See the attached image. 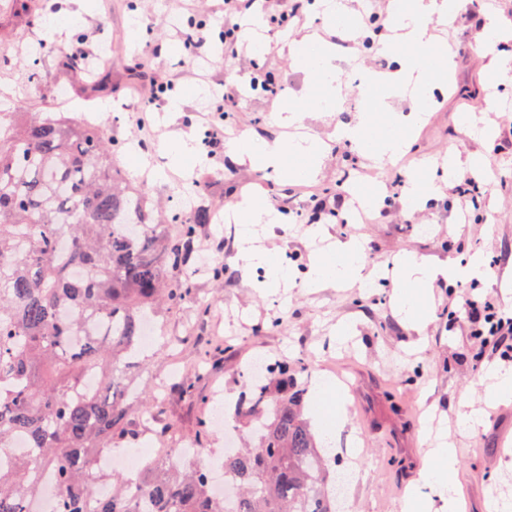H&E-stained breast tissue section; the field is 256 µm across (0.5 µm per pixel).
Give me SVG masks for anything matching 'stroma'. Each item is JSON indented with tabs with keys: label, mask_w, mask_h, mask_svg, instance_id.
Here are the masks:
<instances>
[{
	"label": "stroma",
	"mask_w": 512,
	"mask_h": 512,
	"mask_svg": "<svg viewBox=\"0 0 512 512\" xmlns=\"http://www.w3.org/2000/svg\"><path fill=\"white\" fill-rule=\"evenodd\" d=\"M73 0H0V108L12 112H70L94 99L97 120L113 138L115 168L130 186L147 182L151 199L165 212L191 214L198 206L234 211L239 201L272 205L282 215L277 224H258L278 259L303 274L316 242L305 219L322 204L320 225L332 241L356 239L372 287L361 282L306 288L302 283L273 290L260 271L237 258L241 226L236 222L202 224L197 228L192 261L223 265L222 279L198 275L193 296L162 309L159 320L169 336L183 337L176 350L153 346L138 372L135 394L165 388L163 421L180 433L194 435L202 417L212 420L204 438L213 464H220L224 445L253 446L247 428L215 413L225 401L237 400L249 381L244 369L255 359L266 363L305 360L312 374L302 383L310 424L330 433L336 462L356 460L357 470L345 491V512H401L408 494L436 499L433 484L423 480L427 448L444 433L455 435L457 490L461 512H489L496 502H512V446L500 444L498 433L512 429V416H484L476 429L459 422L464 403H478L487 378L512 372L491 346L473 336L468 322L449 320L461 298L474 295L512 314V87L499 83L493 56L512 52V40L485 42L483 20L496 13L512 27V0H484L479 15L462 12L441 37L452 59L451 72L432 92L422 118L414 121L404 161L381 165L349 144L330 141L317 175L292 179L260 167L239 164L229 150L210 152L204 143V115L215 95L231 92L225 101V138L245 132L259 145L288 135L279 124V105L249 93L254 74L267 75L282 88V99L306 98L316 91L312 74L301 60L280 53L279 43L296 38L306 27L323 40L334 33L323 15L299 0H256L253 24L265 30L271 48L224 49L222 34L232 17L224 0H88L75 13ZM300 9L302 19L292 18ZM69 22L70 31L54 51L37 56L28 46L45 42L51 17ZM203 25L205 43L184 51V38ZM82 46L90 60L111 57L104 76L106 89L92 94L87 81L65 66L73 46ZM142 64L144 76L133 82L128 68ZM391 58L377 49L351 47L337 51L331 66L340 88V109L310 112L305 133L328 139L340 124L361 119L384 122L412 112L409 97L392 98L388 111L373 109L355 84L370 69L391 67ZM171 83L172 99L181 104L151 102L152 81ZM193 141L196 157L186 170L161 167L158 146H174L181 137ZM460 160L457 178L475 176L483 194L477 205L462 206L441 163L448 154ZM480 157L485 174L473 175L469 156ZM431 164L440 193L424 209L410 211L407 190L417 166ZM377 192L371 209L376 219L343 224L351 189ZM429 232H422V225ZM406 253L432 263L463 266L480 259L478 277L440 280L428 322L415 327L395 307L396 284L390 266ZM217 305L215 316L202 315L201 303ZM222 348L223 361L200 373L203 352ZM193 382L195 398L183 397L180 385Z\"/></svg>",
	"instance_id": "stroma-1"
}]
</instances>
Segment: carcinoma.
I'll use <instances>...</instances> for the list:
<instances>
[{"label":"carcinoma","instance_id":"1","mask_svg":"<svg viewBox=\"0 0 512 512\" xmlns=\"http://www.w3.org/2000/svg\"><path fill=\"white\" fill-rule=\"evenodd\" d=\"M147 200L112 175L104 125L0 112V453L18 437L27 448L0 466V512H31L44 471L58 488L54 512H337L336 465L306 420L301 360L270 367L236 404L257 448L224 449L232 508L192 459L108 474L111 495L92 497L93 457L138 436L126 380L143 322L191 297V244L210 219L197 210L171 239Z\"/></svg>","mask_w":512,"mask_h":512}]
</instances>
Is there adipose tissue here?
Listing matches in <instances>:
<instances>
[{
    "mask_svg": "<svg viewBox=\"0 0 512 512\" xmlns=\"http://www.w3.org/2000/svg\"><path fill=\"white\" fill-rule=\"evenodd\" d=\"M466 0H396L389 21L401 33L400 49L391 44H381V51H396L398 64L388 71L369 72L366 84L372 92L378 107H386L389 100L416 89L427 93L433 86V80L421 68L420 57L432 44L429 23L439 17L448 21L463 11ZM319 49L318 82L321 95L315 101L294 100L282 107L278 114L281 123L295 125L301 123L305 112L311 110L334 111L335 86L332 81L334 72L329 63L327 44L317 43L314 34L305 33L292 42L283 44L282 52L296 55L298 50ZM373 122H357L337 127L338 138L364 148L371 147L373 155L382 162L395 159L403 150L410 133L405 120H397L389 126V135L375 138ZM241 162L258 164L266 168L287 169L289 175L314 176L320 169L324 156V145L314 138H300L292 142H279L264 149H256L248 135H241L232 146ZM362 266L360 249L353 244L339 246L335 252L318 256L307 273L306 285L317 288L327 282L349 277L357 273ZM479 262H472L463 269L453 264L435 266L424 258L414 254L406 255L393 272L398 285L399 311L401 315L416 324H424L429 311L430 290L433 284L442 278L458 274L475 276L481 274ZM456 455L452 447L434 449L427 461V473L439 489L438 501L426 502L415 496H408L402 512H457L455 494Z\"/></svg>",
    "mask_w": 512,
    "mask_h": 512,
    "instance_id": "adipose-tissue-1",
    "label": "adipose tissue"
}]
</instances>
